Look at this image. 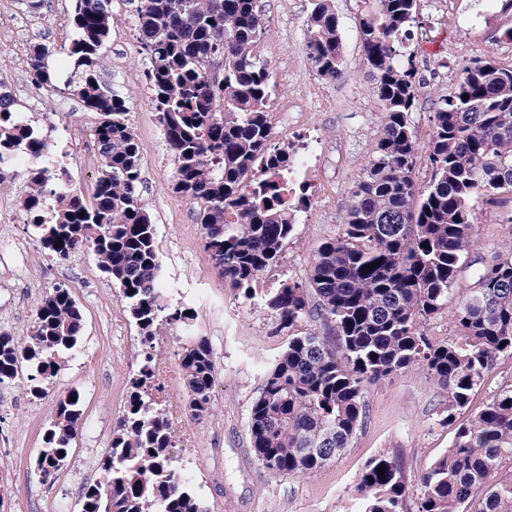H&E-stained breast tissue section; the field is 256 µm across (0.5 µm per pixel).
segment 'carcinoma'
Returning <instances> with one entry per match:
<instances>
[{
	"instance_id": "carcinoma-1",
	"label": "carcinoma",
	"mask_w": 512,
	"mask_h": 512,
	"mask_svg": "<svg viewBox=\"0 0 512 512\" xmlns=\"http://www.w3.org/2000/svg\"><path fill=\"white\" fill-rule=\"evenodd\" d=\"M111 2L74 0L76 38L61 47L74 61L67 89L99 115L93 136L102 163L94 192L89 198L52 192L56 207L46 217V191L55 179L48 169L23 201L45 250L60 259L93 250L119 287L143 346L127 407L98 461L100 476L82 486L78 512H204L183 472L173 424L153 393L155 341L165 325L177 324L186 335L180 367L194 417L212 408L214 359L208 341L192 336L195 314L172 307L159 286L155 226L139 194L141 146L126 101L100 77ZM363 3L360 45L382 112L374 155L350 188L343 235L320 243L308 282L286 281L264 293L277 331L306 318L332 330L288 337L251 405L256 459L282 477L315 473L349 447L365 424L367 384L422 367L445 392L442 422L452 426L496 358L512 354V243L488 262L473 234L475 200L512 196V68L462 63L455 91L436 107L432 137L421 146L410 123L417 70L404 51L417 0ZM135 20L152 104L176 167L173 190L194 206L220 276L250 292L294 232L291 210L305 193L288 175V147L271 144L269 72L254 55L267 31L261 0H137ZM307 47L319 78L341 75L333 0H313ZM55 53L45 43L31 46V81L56 82L48 64ZM13 106L0 85V144L37 158L42 137L4 123ZM421 158L431 169L424 184L415 175ZM263 162L278 173L259 178ZM457 288L465 294L452 312L455 333L437 339L428 322L448 310ZM82 326L70 291L54 289L37 304L26 336L0 333V383L25 365L27 394L44 397ZM81 419V395L73 389L58 400L37 470H61ZM504 457L512 458V386L456 429L451 448L419 480L416 512H460L475 499L476 512H512V477H497ZM355 489L359 512H406L409 487L387 454L365 464Z\"/></svg>"
}]
</instances>
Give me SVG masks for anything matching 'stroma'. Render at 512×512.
<instances>
[{"mask_svg": "<svg viewBox=\"0 0 512 512\" xmlns=\"http://www.w3.org/2000/svg\"><path fill=\"white\" fill-rule=\"evenodd\" d=\"M471 2L449 0L443 16L436 0H417L406 50L422 67L410 115L418 144L430 140L436 104L453 92L461 63L487 59L512 67V40L503 35L512 28V16L489 28L463 24L458 16ZM334 4L344 69L339 78L323 81L313 71L306 46L311 0H263L268 31L255 53L270 73L272 101L306 105L309 128L323 143L322 164L307 182L311 204L298 213L294 233L263 278L267 289L309 278L316 247L342 232L350 188L368 165L380 134L382 115L360 48L361 6L358 0ZM136 5L137 0H112L101 77L108 90L126 100L130 126L141 144L140 197L156 226L161 286L170 304L196 311L194 333L213 348L212 410L200 419L188 411L181 331L163 329L154 360L162 387L158 399L174 424L182 467L206 512H356V477L369 459L383 452L398 459L408 485L417 488L421 474L453 443L451 428L441 422L446 395L419 368L368 385L363 428L319 472L282 478L258 463L248 435L249 409L288 335L278 331L260 297H247L224 282L203 248V229L192 204L172 189L175 166L151 104L147 61L133 25ZM0 195L14 199L13 219L0 221V250L11 268L9 279L0 282V332L25 336L36 304L60 286L71 290L84 321L76 348L46 396L27 395L24 372L0 384V460L9 462L8 472L0 473V512H77L80 488L97 475V460L109 446L129 381L143 363L142 347L118 289L100 270L95 254H88L86 265L48 274L52 258L27 222L23 194L10 186ZM475 209V234L488 257L512 240V226L501 221L512 210V198L480 199ZM74 388L82 397L81 429L69 463L49 486L41 483L33 461L58 400Z\"/></svg>", "mask_w": 512, "mask_h": 512, "instance_id": "35a3bbf8", "label": "stroma"}]
</instances>
